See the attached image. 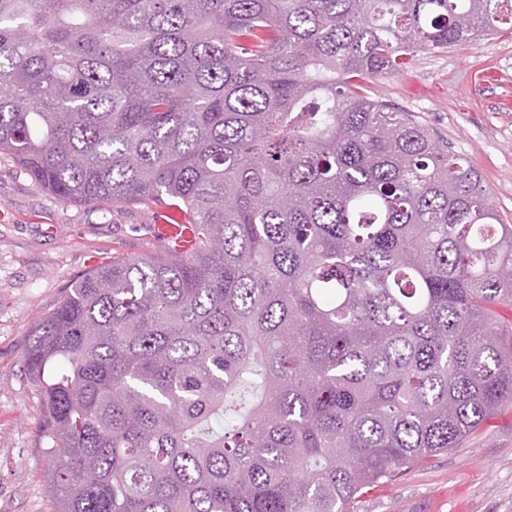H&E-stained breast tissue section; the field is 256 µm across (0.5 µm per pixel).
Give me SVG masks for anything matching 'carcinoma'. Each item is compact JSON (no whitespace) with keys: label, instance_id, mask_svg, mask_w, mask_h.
<instances>
[{"label":"carcinoma","instance_id":"cac0c4a2","mask_svg":"<svg viewBox=\"0 0 512 512\" xmlns=\"http://www.w3.org/2000/svg\"><path fill=\"white\" fill-rule=\"evenodd\" d=\"M512 0H0V155L156 205L29 332L54 512H355L512 406V224L354 79Z\"/></svg>","mask_w":512,"mask_h":512}]
</instances>
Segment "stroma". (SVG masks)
<instances>
[{"label":"stroma","mask_w":512,"mask_h":512,"mask_svg":"<svg viewBox=\"0 0 512 512\" xmlns=\"http://www.w3.org/2000/svg\"><path fill=\"white\" fill-rule=\"evenodd\" d=\"M494 78L480 84L478 73ZM365 94L424 124L482 176L512 223V37L417 53L404 72L362 79ZM158 206L69 202L0 158V512H53L24 372L28 334L64 287L115 257L162 253ZM356 512H512V407L459 447L360 496Z\"/></svg>","instance_id":"obj_1"}]
</instances>
